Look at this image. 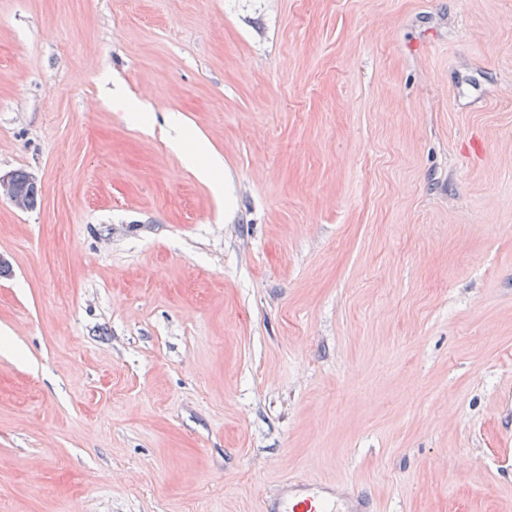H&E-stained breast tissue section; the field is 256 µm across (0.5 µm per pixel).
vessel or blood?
I'll list each match as a JSON object with an SVG mask.
<instances>
[{"mask_svg": "<svg viewBox=\"0 0 512 512\" xmlns=\"http://www.w3.org/2000/svg\"><path fill=\"white\" fill-rule=\"evenodd\" d=\"M326 489L315 482L287 484L276 506V512H374L359 494L342 492L335 500H327Z\"/></svg>", "mask_w": 512, "mask_h": 512, "instance_id": "vessel-or-blood-1", "label": "vessel or blood"}]
</instances>
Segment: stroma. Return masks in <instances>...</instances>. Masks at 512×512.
Here are the masks:
<instances>
[{
	"instance_id": "obj_1",
	"label": "stroma",
	"mask_w": 512,
	"mask_h": 512,
	"mask_svg": "<svg viewBox=\"0 0 512 512\" xmlns=\"http://www.w3.org/2000/svg\"><path fill=\"white\" fill-rule=\"evenodd\" d=\"M17 170L0 512H512V0H0ZM175 135L171 140L172 150L185 157L188 160H194L201 154L208 155L206 165L197 170L198 177L213 185L218 189L223 187V159L222 157L211 151L206 143L193 133H187L181 130L176 124L174 125ZM41 185L33 175L29 176L27 184H20L16 181L13 173L0 174V198H6L14 207L19 210H28L30 208V197L32 189L39 190ZM329 488L316 482L286 484L278 499L276 512H374V507L355 492H341L336 499L327 501Z\"/></svg>"
}]
</instances>
